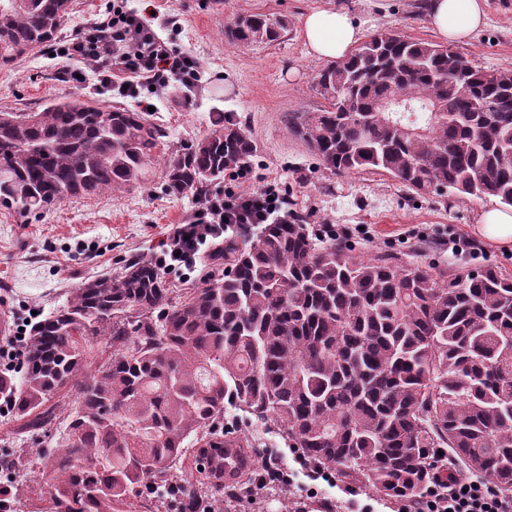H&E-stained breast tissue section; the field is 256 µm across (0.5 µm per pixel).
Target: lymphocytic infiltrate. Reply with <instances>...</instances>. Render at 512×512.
<instances>
[{"label":"lymphocytic infiltrate","mask_w":512,"mask_h":512,"mask_svg":"<svg viewBox=\"0 0 512 512\" xmlns=\"http://www.w3.org/2000/svg\"><path fill=\"white\" fill-rule=\"evenodd\" d=\"M65 53L93 63L107 86L175 90L196 84L200 77L197 58L170 49L150 19L121 5L82 27ZM290 215L274 185L229 190L198 203L190 222L173 225L164 255L171 264H187L201 246L223 239L233 225L284 222ZM407 512H512V498L501 497L488 478L454 474L434 478Z\"/></svg>","instance_id":"f902f5d3"}]
</instances>
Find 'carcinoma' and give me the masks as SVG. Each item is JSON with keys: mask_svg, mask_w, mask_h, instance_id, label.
<instances>
[{"mask_svg": "<svg viewBox=\"0 0 512 512\" xmlns=\"http://www.w3.org/2000/svg\"><path fill=\"white\" fill-rule=\"evenodd\" d=\"M69 0H0V63L51 46ZM282 16L242 14L224 25L239 47L278 41ZM325 105L284 125L328 170L381 172L421 194L494 198L512 207V70L482 68L446 46L393 29L370 35L314 76ZM403 97L396 112L383 101ZM144 112L58 100L0 111V204L37 212L68 197L144 184L202 199L255 153L246 120L217 115L173 147ZM224 271L181 289L159 264L125 261L81 283L30 325L21 379L0 371L22 434L46 435L70 407L67 432L42 453L48 495L29 512H128L131 498L201 512L225 493L224 455L253 448L224 409L270 420L316 471L390 503L420 495L440 473L465 470L512 496V275L435 271L394 252L354 253L352 236L320 238L297 216L214 244ZM107 364L86 370L94 339ZM20 458L0 448V474ZM17 494L0 482L4 510Z\"/></svg>", "mask_w": 512, "mask_h": 512, "instance_id": "1", "label": "carcinoma"}]
</instances>
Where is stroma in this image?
<instances>
[{
  "label": "stroma",
  "mask_w": 512,
  "mask_h": 512,
  "mask_svg": "<svg viewBox=\"0 0 512 512\" xmlns=\"http://www.w3.org/2000/svg\"><path fill=\"white\" fill-rule=\"evenodd\" d=\"M116 2L72 0L50 49L0 66V111L29 112L59 98L137 111L149 102L174 145L205 133L216 113L241 116L257 152L236 190L274 184L289 208L315 229L352 228L355 245L371 253L393 248L415 252L418 262L441 269L491 267L512 275V253L483 241L469 244L481 213L497 208L495 199L420 196L382 173L335 175L289 136L284 113L312 112L323 105L312 87L321 62L303 42L300 18L328 0H124L126 7L153 11L159 36L173 50L198 58L201 80L172 93L147 86L128 92L103 86L90 65L62 55L63 45L80 28L111 12ZM335 2L362 23L365 33L389 27L414 39L439 40L428 24L423 0ZM485 4L483 29L452 49L478 66L512 70V0ZM250 12L286 17L289 25L281 40L247 49L228 43L225 21ZM195 206L192 198L164 193L157 165L144 185L115 195L71 198L36 214L0 206V310L8 312L17 328L31 314L44 317L64 304L72 288L87 278L118 273L128 257H161L172 225L184 223ZM421 242L426 245L422 251L417 248ZM56 416L48 436L33 439L17 433L12 410L0 412V447L15 449L22 458L12 481L23 503L37 502L47 489L38 453L54 448L55 438L66 429V410H57ZM247 430L257 444V460L277 459L297 473L296 451L273 423L255 421ZM257 482V476L246 478V492L221 501V512H285L312 487L318 494L308 498L309 512H318L324 502L336 512L347 510V489L338 481L313 483L297 473L286 489L271 484L261 488Z\"/></svg>",
  "instance_id": "obj_1"
}]
</instances>
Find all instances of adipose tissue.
I'll use <instances>...</instances> for the list:
<instances>
[{"label":"adipose tissue","mask_w":512,"mask_h":512,"mask_svg":"<svg viewBox=\"0 0 512 512\" xmlns=\"http://www.w3.org/2000/svg\"><path fill=\"white\" fill-rule=\"evenodd\" d=\"M430 25L442 39L469 40L485 19L484 0H426ZM301 34L310 53L325 60L344 58L362 30L342 7L330 5L306 12Z\"/></svg>","instance_id":"ef3b65f1"}]
</instances>
